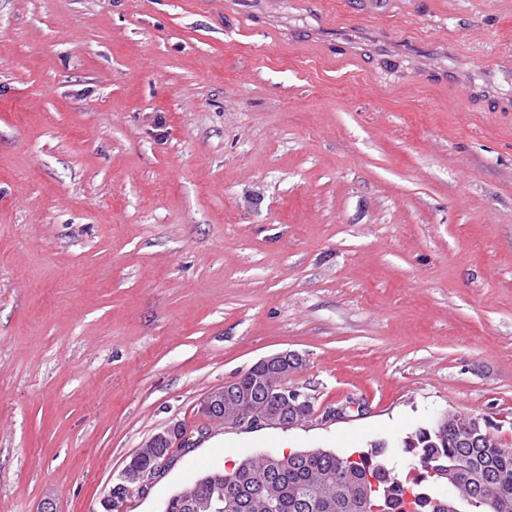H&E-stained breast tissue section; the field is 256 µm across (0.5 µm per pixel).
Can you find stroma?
<instances>
[{
  "label": "stroma",
  "instance_id": "35a3bbf8",
  "mask_svg": "<svg viewBox=\"0 0 512 512\" xmlns=\"http://www.w3.org/2000/svg\"><path fill=\"white\" fill-rule=\"evenodd\" d=\"M509 54L512 0H0V512H102L286 350L313 414L189 433L126 512L251 451L404 475L444 411L512 447ZM184 424L181 421L171 422L165 427L159 429L147 441L144 448H152L156 455L154 464L149 466L152 459L137 456L131 458L128 464L132 463L136 467H126L118 477V482L111 486L101 498L100 503L103 512H112V491L123 492L129 484L136 487L137 492L144 494L147 492L151 480L157 472L171 463L175 449L185 448L183 437L186 433ZM148 466V467H147ZM144 467V468H138ZM117 512V511H113Z\"/></svg>",
  "mask_w": 512,
  "mask_h": 512
}]
</instances>
